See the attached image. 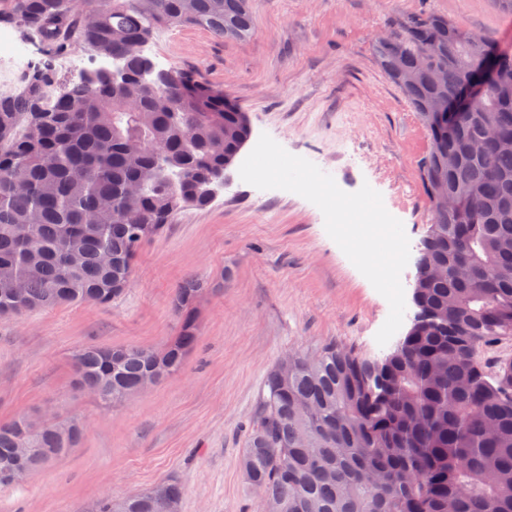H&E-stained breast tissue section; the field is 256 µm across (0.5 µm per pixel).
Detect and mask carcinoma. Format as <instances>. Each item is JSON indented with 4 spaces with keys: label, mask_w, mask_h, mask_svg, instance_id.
<instances>
[{
    "label": "carcinoma",
    "mask_w": 512,
    "mask_h": 512,
    "mask_svg": "<svg viewBox=\"0 0 512 512\" xmlns=\"http://www.w3.org/2000/svg\"><path fill=\"white\" fill-rule=\"evenodd\" d=\"M173 25L226 41L253 31L249 0H0V27L34 37L42 54L0 89V316L121 298L141 244L224 185L250 126L224 94L144 53ZM78 46L106 64L63 84L54 58ZM490 49L437 13L373 45L419 117L451 103ZM425 130L431 222L411 325L382 358L328 343L270 370L241 460L260 512H512V359L493 372L478 359L512 337V54L453 128ZM436 176L454 208L434 196ZM200 291L193 278L175 289L181 330L161 351H76L80 387L110 405L154 369L178 371L198 343ZM80 438L75 423H0V485ZM181 497L169 482L105 497L95 512H178Z\"/></svg>",
    "instance_id": "obj_1"
}]
</instances>
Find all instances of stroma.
Masks as SVG:
<instances>
[{
    "label": "stroma",
    "mask_w": 512,
    "mask_h": 512,
    "mask_svg": "<svg viewBox=\"0 0 512 512\" xmlns=\"http://www.w3.org/2000/svg\"><path fill=\"white\" fill-rule=\"evenodd\" d=\"M250 9L249 39L169 27L146 50L246 112L247 148L265 133L345 192L370 185L418 246L431 219L419 170L429 139L373 43L403 18L437 12L512 52V13L494 0H250ZM189 277L208 292L180 372L110 407L74 385L80 348H159L176 336L171 299ZM388 315L317 206L257 189L231 166L208 208L178 213L141 245L118 301L0 316V422L27 415L84 428L77 448L0 486V512H93L103 496L170 480L183 490L179 512H257L240 458L268 371L327 342L384 356L375 336Z\"/></svg>",
    "instance_id": "obj_1"
}]
</instances>
